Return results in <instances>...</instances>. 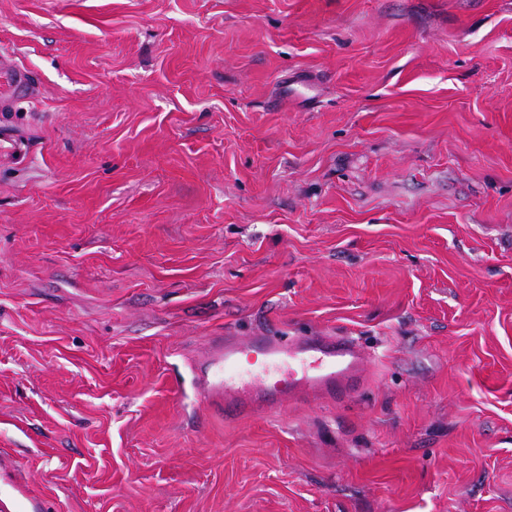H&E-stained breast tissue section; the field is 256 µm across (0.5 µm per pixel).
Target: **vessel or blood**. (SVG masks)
<instances>
[{"label": "vessel or blood", "instance_id": "b4317fda", "mask_svg": "<svg viewBox=\"0 0 512 512\" xmlns=\"http://www.w3.org/2000/svg\"><path fill=\"white\" fill-rule=\"evenodd\" d=\"M250 355L264 357L263 370L242 369L243 358ZM366 361L365 351L351 336L262 332L212 340L208 354L190 373L199 403L241 420L278 410L288 399L352 401L365 387Z\"/></svg>", "mask_w": 512, "mask_h": 512}]
</instances>
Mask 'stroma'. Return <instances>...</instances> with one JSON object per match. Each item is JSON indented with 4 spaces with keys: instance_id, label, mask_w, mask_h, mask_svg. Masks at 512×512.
Instances as JSON below:
<instances>
[{
    "instance_id": "1",
    "label": "stroma",
    "mask_w": 512,
    "mask_h": 512,
    "mask_svg": "<svg viewBox=\"0 0 512 512\" xmlns=\"http://www.w3.org/2000/svg\"><path fill=\"white\" fill-rule=\"evenodd\" d=\"M8 512H512V0H0ZM339 332L346 404L196 405ZM261 355L260 371L241 368L244 357ZM367 355L352 336H224L210 343L201 363L190 367L198 402L233 420L278 410L284 401L343 404L365 387Z\"/></svg>"
}]
</instances>
